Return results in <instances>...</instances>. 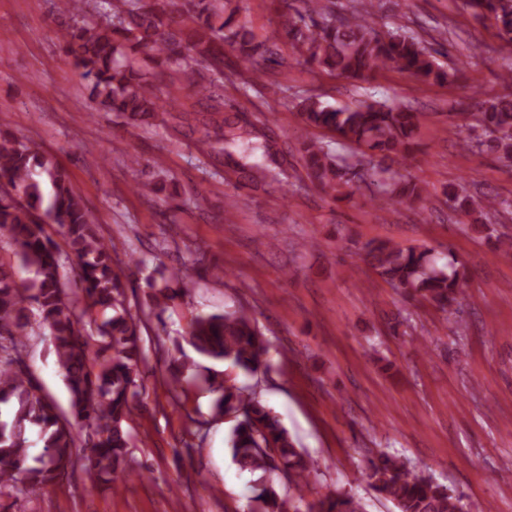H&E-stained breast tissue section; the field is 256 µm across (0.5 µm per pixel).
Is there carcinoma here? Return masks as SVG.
<instances>
[{"label":"carcinoma","instance_id":"1","mask_svg":"<svg viewBox=\"0 0 512 512\" xmlns=\"http://www.w3.org/2000/svg\"><path fill=\"white\" fill-rule=\"evenodd\" d=\"M280 32L305 62L346 78L365 81L378 71L397 68L422 82H444L450 74L422 40L382 24L368 10L336 17L331 0H279ZM466 9L495 21L501 49L512 46V0H463ZM58 12L73 24L59 38L73 64L88 82L90 98L99 107L118 112L134 126L152 125L161 112L175 126L201 127L195 148L209 159L224 155V145L242 142L247 154L237 163L242 178L290 185L287 169L265 147L251 141L252 130L229 115L224 100V76L237 62L250 65L252 79L262 81L265 69L282 64L277 45L258 41L238 18L233 0H78L69 7L58 0ZM236 53L227 58L224 47ZM506 92L482 102V125L489 136L475 146L512 163V69L501 76ZM196 97L198 109L180 110L178 93ZM308 127L327 129L344 144L360 149L361 159L341 164L324 147L309 141L301 161L308 176L322 189H348L354 174L368 183L381 166L379 154L396 162L416 146L419 114L401 107L363 103L354 108H329L313 95L293 105ZM262 151V160L250 157ZM380 187L402 202L422 199L424 189L404 176L383 180ZM457 212L483 223L492 197L475 199L458 182L447 193ZM56 224L64 244L77 259L74 282L60 273L61 248L45 230ZM7 232L13 258H0V490L23 477L34 487L63 478L78 457L89 461L91 484L114 482L135 463L133 437L125 422L141 395L140 364L145 354L139 320L127 307L125 273L113 249L105 243L94 218L55 157L0 127V230ZM364 261L382 280L413 299L421 298L447 312L458 303L465 271L440 266L428 250L400 249L368 242ZM32 272L29 283L18 273ZM188 282L175 273L163 283H147L155 305L165 309ZM46 331L70 395V417L63 418L25 361L27 337ZM188 339L201 355L229 363L246 375L266 374L268 346L245 310L196 314ZM216 394L213 411L232 418L230 442L234 463L242 471L260 474L255 512H364L354 497L338 492L305 502L280 496L275 480L298 491L308 486L314 461L295 447L280 419L257 393L228 378L210 379ZM363 476L397 512H463L460 496L436 482L421 468L382 453L363 466Z\"/></svg>","mask_w":512,"mask_h":512}]
</instances>
